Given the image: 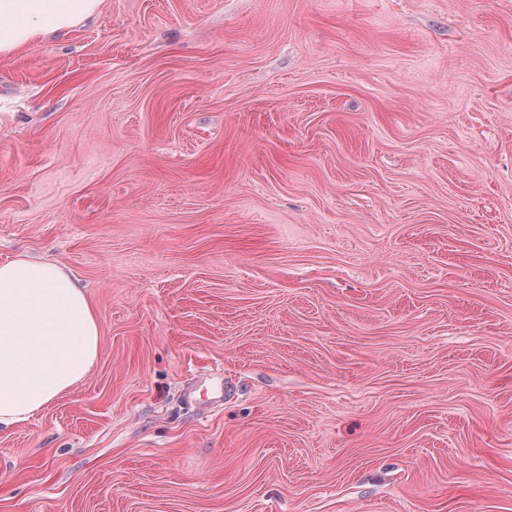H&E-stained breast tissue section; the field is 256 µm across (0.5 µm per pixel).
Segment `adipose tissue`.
Segmentation results:
<instances>
[{"label": "adipose tissue", "mask_w": 512, "mask_h": 512, "mask_svg": "<svg viewBox=\"0 0 512 512\" xmlns=\"http://www.w3.org/2000/svg\"><path fill=\"white\" fill-rule=\"evenodd\" d=\"M102 0H0V54L68 31ZM100 347L97 313L59 263H0V427L28 421L80 383Z\"/></svg>", "instance_id": "ef3b65f1"}]
</instances>
